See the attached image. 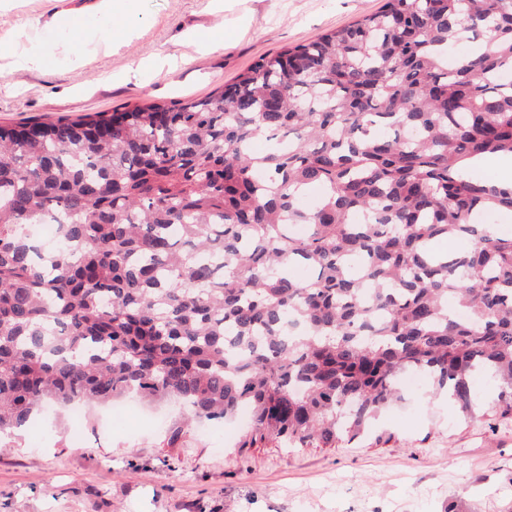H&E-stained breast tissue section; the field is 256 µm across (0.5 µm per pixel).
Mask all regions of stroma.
<instances>
[{
  "label": "stroma",
  "mask_w": 512,
  "mask_h": 512,
  "mask_svg": "<svg viewBox=\"0 0 512 512\" xmlns=\"http://www.w3.org/2000/svg\"><path fill=\"white\" fill-rule=\"evenodd\" d=\"M101 3L0 0V124L201 98L385 0H139L118 28ZM181 418L169 402L135 421L50 413L42 446L0 449V512H512V418L493 411L410 396L336 448H241L245 426Z\"/></svg>",
  "instance_id": "1"
}]
</instances>
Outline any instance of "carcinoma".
<instances>
[{
    "label": "carcinoma",
    "instance_id": "cac0c4a2",
    "mask_svg": "<svg viewBox=\"0 0 512 512\" xmlns=\"http://www.w3.org/2000/svg\"><path fill=\"white\" fill-rule=\"evenodd\" d=\"M510 70L512 0H386L205 98L0 126V435L135 394L334 448L407 371L511 418L512 186L466 165L512 154Z\"/></svg>",
    "mask_w": 512,
    "mask_h": 512
}]
</instances>
